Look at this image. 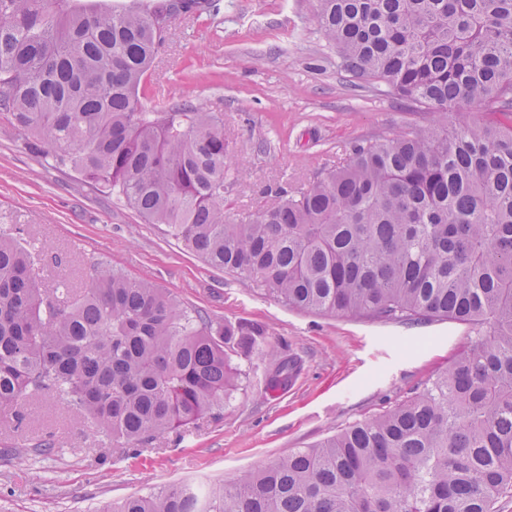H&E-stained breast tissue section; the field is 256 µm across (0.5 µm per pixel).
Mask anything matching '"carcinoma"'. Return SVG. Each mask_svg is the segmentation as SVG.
<instances>
[{
    "instance_id": "obj_1",
    "label": "carcinoma",
    "mask_w": 512,
    "mask_h": 512,
    "mask_svg": "<svg viewBox=\"0 0 512 512\" xmlns=\"http://www.w3.org/2000/svg\"><path fill=\"white\" fill-rule=\"evenodd\" d=\"M211 5L0 0V115L30 151L289 307L470 334L448 370L378 416L243 478L172 483L113 512H495L512 491V0H317L355 77L489 118L362 141L247 221L224 207L222 113L139 97L167 26ZM34 265L0 228L1 409L62 395L112 446L137 448L223 409L234 359L278 356L264 326L215 323L107 262L64 300Z\"/></svg>"
}]
</instances>
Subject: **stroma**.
I'll return each mask as SVG.
<instances>
[{
  "label": "stroma",
  "instance_id": "1",
  "mask_svg": "<svg viewBox=\"0 0 512 512\" xmlns=\"http://www.w3.org/2000/svg\"><path fill=\"white\" fill-rule=\"evenodd\" d=\"M140 95L149 107L190 102L223 113L238 161L224 203L237 219L327 172L360 141L445 125L462 112L486 118L464 104L423 109L355 78L320 33L316 0H220L219 12L176 18ZM23 142V131L0 116V224L18 225L34 242L43 289L55 288L59 272L86 287L91 265L104 260L210 320L261 324L297 371L287 388L267 390L271 364L253 352L223 411L135 452L99 446L95 429L56 394L42 396L22 428L0 413V512H107L173 482L247 476L409 400L467 344V326L448 320L375 323L289 308ZM44 442L50 452L39 451Z\"/></svg>",
  "mask_w": 512,
  "mask_h": 512
}]
</instances>
